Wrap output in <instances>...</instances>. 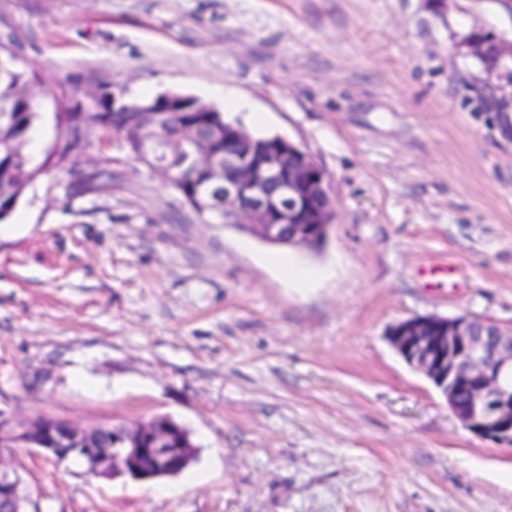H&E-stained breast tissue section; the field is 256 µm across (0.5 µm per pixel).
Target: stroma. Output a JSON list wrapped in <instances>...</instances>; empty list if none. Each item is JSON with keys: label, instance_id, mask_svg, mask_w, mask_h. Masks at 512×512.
Segmentation results:
<instances>
[{"label": "stroma", "instance_id": "stroma-1", "mask_svg": "<svg viewBox=\"0 0 512 512\" xmlns=\"http://www.w3.org/2000/svg\"><path fill=\"white\" fill-rule=\"evenodd\" d=\"M476 31L511 41L512 14L0 0V43L33 79L35 163L58 115L115 83L291 140L336 200L320 250L272 245L205 223L95 128L74 167L26 188L0 221V418L167 416L196 449L134 481L17 445L27 512H512V447L466 430L389 338L429 315L512 329V83L464 55Z\"/></svg>", "mask_w": 512, "mask_h": 512}]
</instances>
